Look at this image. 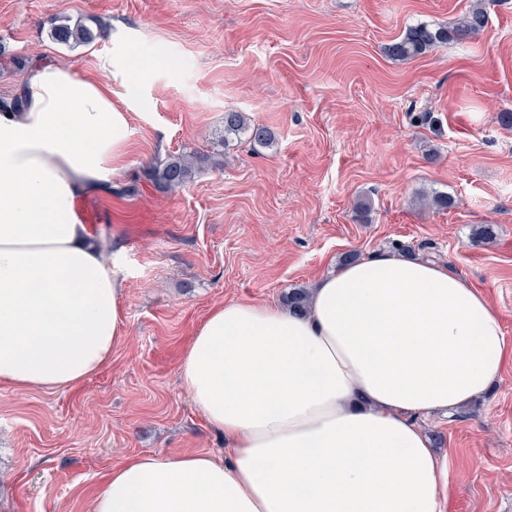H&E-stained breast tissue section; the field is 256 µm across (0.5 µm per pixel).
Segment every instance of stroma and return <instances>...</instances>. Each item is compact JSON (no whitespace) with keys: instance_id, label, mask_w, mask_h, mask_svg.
<instances>
[{"instance_id":"obj_1","label":"stroma","mask_w":512,"mask_h":512,"mask_svg":"<svg viewBox=\"0 0 512 512\" xmlns=\"http://www.w3.org/2000/svg\"><path fill=\"white\" fill-rule=\"evenodd\" d=\"M477 0H0V100L37 63L112 70L129 115L109 191L79 210L125 270L127 334L73 389L0 382V512H92L112 467L138 454L224 453L178 366L215 307L279 304L350 251L410 247L479 287L512 339V0L488 24L404 62L407 28L447 25ZM83 25L95 41L55 43ZM273 146L224 143V115ZM196 154L175 191L153 166ZM455 200L434 208L435 194ZM483 224L497 228L478 241ZM448 457L443 512H512V362L454 416H422ZM51 38L63 45L90 43L94 40L93 32L82 26L71 27L67 23L58 24L51 33Z\"/></svg>"}]
</instances>
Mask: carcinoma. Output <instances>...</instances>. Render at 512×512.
Here are the masks:
<instances>
[{
    "instance_id": "1",
    "label": "carcinoma",
    "mask_w": 512,
    "mask_h": 512,
    "mask_svg": "<svg viewBox=\"0 0 512 512\" xmlns=\"http://www.w3.org/2000/svg\"><path fill=\"white\" fill-rule=\"evenodd\" d=\"M488 13L483 3H478L462 18L446 26L431 28L427 24L411 27L400 38L394 40L386 47L387 55L394 61H408L425 51L450 40L465 41L478 35L487 25ZM51 38L63 45L90 43L94 40L93 32L82 26H70L67 23L57 25ZM261 147H269L274 141L270 130L263 126L250 123L243 112L224 113V146H229L242 135ZM195 173L194 156L182 154L170 158L166 163L155 167L150 177L158 186L175 190L193 178ZM308 291L297 288L288 292L286 300L288 306L297 312L307 307Z\"/></svg>"
}]
</instances>
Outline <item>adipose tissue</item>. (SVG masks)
Masks as SVG:
<instances>
[{
	"label": "adipose tissue",
	"instance_id": "1",
	"mask_svg": "<svg viewBox=\"0 0 512 512\" xmlns=\"http://www.w3.org/2000/svg\"><path fill=\"white\" fill-rule=\"evenodd\" d=\"M25 95L0 111V381L74 388L126 333L123 268L76 203L107 190L129 120L56 63ZM509 359L484 293L391 251L320 277L302 313L224 304L178 379L225 456L128 458L92 512H443L447 464L414 417L481 397Z\"/></svg>",
	"mask_w": 512,
	"mask_h": 512
}]
</instances>
